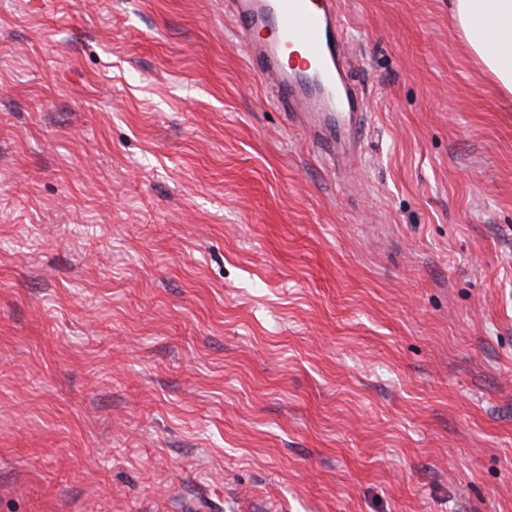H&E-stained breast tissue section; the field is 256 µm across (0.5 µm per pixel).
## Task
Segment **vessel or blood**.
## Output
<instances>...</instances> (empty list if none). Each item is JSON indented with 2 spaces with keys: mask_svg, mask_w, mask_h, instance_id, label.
<instances>
[{
  "mask_svg": "<svg viewBox=\"0 0 512 512\" xmlns=\"http://www.w3.org/2000/svg\"><path fill=\"white\" fill-rule=\"evenodd\" d=\"M251 68L290 112L334 115L357 136L363 100L341 72L335 0H226Z\"/></svg>",
  "mask_w": 512,
  "mask_h": 512,
  "instance_id": "b4317fda",
  "label": "vessel or blood"
}]
</instances>
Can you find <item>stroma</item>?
<instances>
[{"label":"stroma","mask_w":512,"mask_h":512,"mask_svg":"<svg viewBox=\"0 0 512 512\" xmlns=\"http://www.w3.org/2000/svg\"><path fill=\"white\" fill-rule=\"evenodd\" d=\"M337 2L330 154L224 0H0V512H512V107Z\"/></svg>","instance_id":"1"}]
</instances>
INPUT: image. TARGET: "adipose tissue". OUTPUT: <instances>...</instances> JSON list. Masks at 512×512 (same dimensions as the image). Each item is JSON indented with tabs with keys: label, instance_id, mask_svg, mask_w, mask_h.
<instances>
[{
	"label": "adipose tissue",
	"instance_id": "adipose-tissue-1",
	"mask_svg": "<svg viewBox=\"0 0 512 512\" xmlns=\"http://www.w3.org/2000/svg\"><path fill=\"white\" fill-rule=\"evenodd\" d=\"M451 14L501 97L512 100V0H452Z\"/></svg>",
	"mask_w": 512,
	"mask_h": 512
}]
</instances>
